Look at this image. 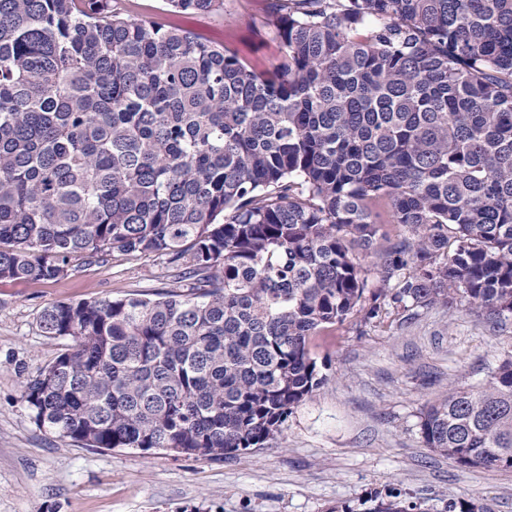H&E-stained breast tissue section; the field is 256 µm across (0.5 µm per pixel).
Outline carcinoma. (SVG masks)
<instances>
[{
    "instance_id": "1",
    "label": "carcinoma",
    "mask_w": 512,
    "mask_h": 512,
    "mask_svg": "<svg viewBox=\"0 0 512 512\" xmlns=\"http://www.w3.org/2000/svg\"><path fill=\"white\" fill-rule=\"evenodd\" d=\"M264 24L267 74L112 0H0V281L108 255L174 271L154 298L42 311L71 345L23 400L62 441L221 460L327 382L325 329L437 305L512 319V0H267ZM420 431L512 471V354ZM362 506L426 512L394 490Z\"/></svg>"
}]
</instances>
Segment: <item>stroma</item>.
<instances>
[{
	"label": "stroma",
	"mask_w": 512,
	"mask_h": 512,
	"mask_svg": "<svg viewBox=\"0 0 512 512\" xmlns=\"http://www.w3.org/2000/svg\"><path fill=\"white\" fill-rule=\"evenodd\" d=\"M159 22L235 51L259 71L280 61L261 26L226 21L262 16L266 0H224L220 14L185 15L140 0ZM169 272L154 255L80 265L57 281L0 283V512H331L359 508L371 491L398 490L426 512L473 499L512 512V472L467 468L426 448L421 412L449 385L479 387L512 352V321L494 325L443 307L348 320L313 341L328 378L291 414L281 438L220 461L153 450L81 448L40 430L22 395L64 349L46 338L41 311L57 302L150 297Z\"/></svg>",
	"instance_id": "35a3bbf8"
}]
</instances>
